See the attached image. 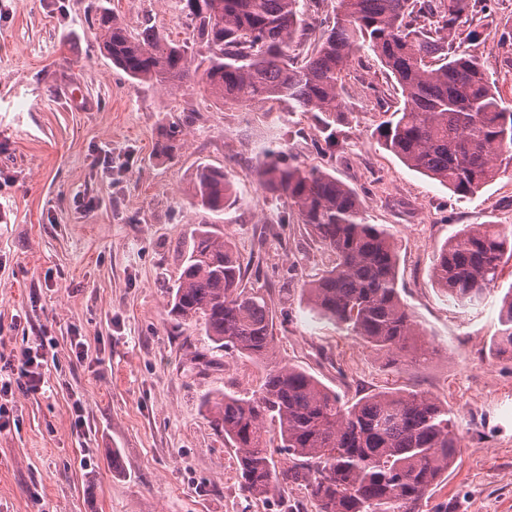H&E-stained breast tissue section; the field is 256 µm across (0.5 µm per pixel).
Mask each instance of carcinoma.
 Segmentation results:
<instances>
[{
	"label": "carcinoma",
	"instance_id": "1",
	"mask_svg": "<svg viewBox=\"0 0 512 512\" xmlns=\"http://www.w3.org/2000/svg\"><path fill=\"white\" fill-rule=\"evenodd\" d=\"M190 21L201 59L151 27L136 33L108 7L93 17L98 47L127 76L175 90L200 76L223 103H261L269 112H310L324 143L338 145L340 89L356 57L372 53L403 98L385 122L381 145L410 169L457 196L481 191L512 165V110L503 106L482 59L455 52L460 27L482 0H336L334 16L307 43L302 0H177ZM425 15L433 27L419 24ZM182 126L159 145L169 155ZM271 196H284L300 222L334 256L308 282L305 300L321 319L376 350L410 351L420 332L399 291V251L383 224L368 223L358 192L317 166L290 164L268 148L256 167ZM224 170L198 167L191 204L220 212L232 204ZM512 232L498 224H465L439 250L432 281L460 306L478 304L495 286ZM228 241L202 224L183 255L170 312L201 322L218 347L265 360L274 345V314L246 287ZM495 354L512 355V287L502 299ZM224 439L237 449L245 492L265 497L278 486L304 483L316 512H419L425 496L456 460L457 415L417 391H380L344 400L306 370H269L250 398L217 392L206 400ZM277 423L279 451L291 465L277 469L265 422Z\"/></svg>",
	"mask_w": 512,
	"mask_h": 512
}]
</instances>
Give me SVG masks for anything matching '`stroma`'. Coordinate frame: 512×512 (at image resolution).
Returning a JSON list of instances; mask_svg holds the SVG:
<instances>
[{"label": "stroma", "instance_id": "stroma-1", "mask_svg": "<svg viewBox=\"0 0 512 512\" xmlns=\"http://www.w3.org/2000/svg\"><path fill=\"white\" fill-rule=\"evenodd\" d=\"M100 4L132 28L189 38L175 0H0V348L54 341L43 393L0 400L19 423L0 432V512H315L298 484L265 498L244 492L237 452L203 405L218 391L252 395L284 364L349 401L400 389L448 405L459 452L420 512H512V356L489 350L512 258L472 309L430 277L462 225L512 227V167L459 197L382 148L379 127L402 97L368 53L344 74L334 153L311 113L131 79L98 48ZM464 29L456 49L482 58L512 108V0H487ZM178 120L172 157L160 155L163 129ZM275 144L289 162L355 187L369 223L393 231L401 298L436 350L427 362L375 351L308 309L303 289L332 257L287 199L260 186L255 168ZM202 164L233 182L236 202L223 213L190 203ZM202 224L232 244L276 312L269 359L217 349L200 323L169 313ZM76 339L84 357L71 350Z\"/></svg>", "mask_w": 512, "mask_h": 512}]
</instances>
